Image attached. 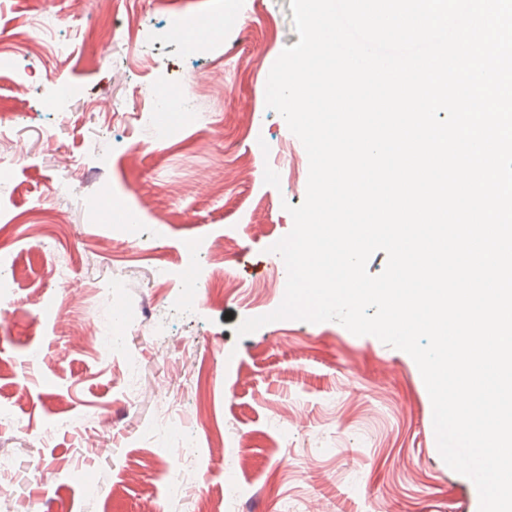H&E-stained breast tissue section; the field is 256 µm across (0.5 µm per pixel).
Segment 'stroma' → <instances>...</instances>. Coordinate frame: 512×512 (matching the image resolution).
<instances>
[{"label":"stroma","mask_w":512,"mask_h":512,"mask_svg":"<svg viewBox=\"0 0 512 512\" xmlns=\"http://www.w3.org/2000/svg\"><path fill=\"white\" fill-rule=\"evenodd\" d=\"M236 4L233 27L191 46L184 23ZM59 23L41 32L46 11ZM95 10L72 16L66 0H0V270L14 274L0 310V457L13 459L0 494L17 512H194L207 494L220 512H479L469 477L442 459L432 403L406 352L335 321L285 319L245 336V319L282 302L287 270L271 245L303 202L306 150L265 103L272 65L298 42L290 0H111L107 48L85 30ZM31 32L35 52L17 45ZM207 91H199V83ZM165 85L180 107L178 138L164 140L151 93ZM62 98L48 112L43 102ZM123 112L112 113L113 102ZM224 191L210 192L216 177ZM70 190L55 195L57 183ZM137 214L124 239L94 207L100 193ZM70 222L48 223L46 211ZM219 253L239 291L196 306L156 280L177 271L185 241ZM279 288L258 295L264 283ZM140 317L124 321L123 309ZM107 320L120 348L101 357L72 321ZM40 353V369L24 368ZM146 384L132 395L127 355ZM208 371L211 417L198 422L196 384ZM178 396L182 433L151 426ZM224 437L215 453L212 432ZM193 442L186 465L159 447ZM134 476H127V467ZM183 482L180 502L166 491Z\"/></svg>","instance_id":"obj_1"}]
</instances>
